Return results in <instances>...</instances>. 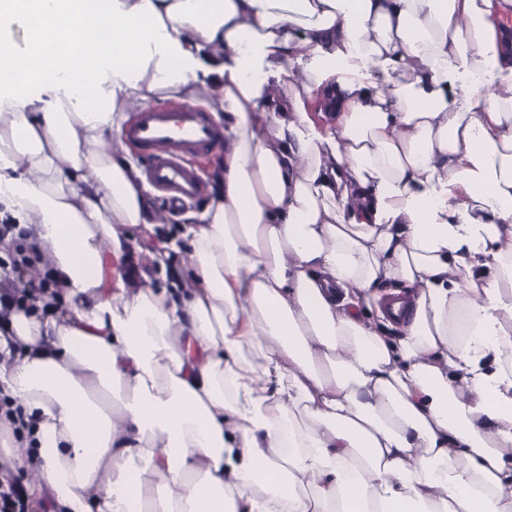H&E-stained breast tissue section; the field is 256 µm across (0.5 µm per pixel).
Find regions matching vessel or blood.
I'll use <instances>...</instances> for the list:
<instances>
[{
    "mask_svg": "<svg viewBox=\"0 0 512 512\" xmlns=\"http://www.w3.org/2000/svg\"><path fill=\"white\" fill-rule=\"evenodd\" d=\"M121 138L144 157L149 183L173 207L202 194L204 180L194 158L224 147L223 127L190 102L136 112Z\"/></svg>",
    "mask_w": 512,
    "mask_h": 512,
    "instance_id": "vessel-or-blood-1",
    "label": "vessel or blood"
}]
</instances>
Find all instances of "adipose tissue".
<instances>
[{
    "mask_svg": "<svg viewBox=\"0 0 512 512\" xmlns=\"http://www.w3.org/2000/svg\"><path fill=\"white\" fill-rule=\"evenodd\" d=\"M510 12L0 0V210L51 282L0 332L10 465L59 512H512ZM176 94L224 156L132 289L159 218L119 134ZM181 260V253H171V259L167 262L165 268L155 265L146 267L151 284L153 286H168L171 281L176 279L178 271L182 268Z\"/></svg>",
    "mask_w": 512,
    "mask_h": 512,
    "instance_id": "1",
    "label": "adipose tissue"
}]
</instances>
